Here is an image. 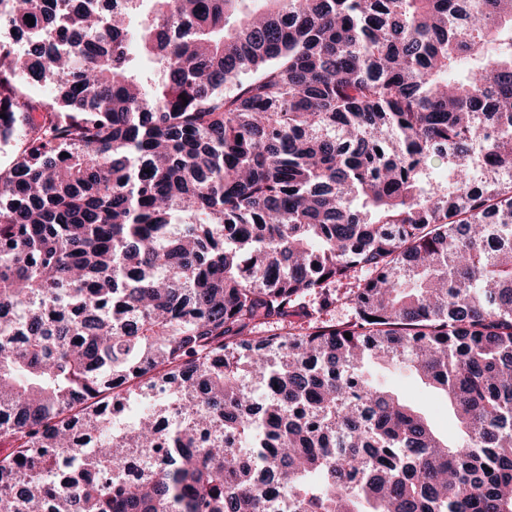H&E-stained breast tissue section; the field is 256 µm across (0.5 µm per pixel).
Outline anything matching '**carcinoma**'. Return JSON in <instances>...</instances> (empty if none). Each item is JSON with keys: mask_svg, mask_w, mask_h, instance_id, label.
<instances>
[{"mask_svg": "<svg viewBox=\"0 0 512 512\" xmlns=\"http://www.w3.org/2000/svg\"><path fill=\"white\" fill-rule=\"evenodd\" d=\"M245 2L0 0V512H512V0ZM336 288V294H338L339 300L336 302V306L332 307L327 315L324 313L322 317L332 320L336 322V324L351 321L354 319L355 311L352 304H350L346 298L348 295L347 287L346 285H343L337 286ZM372 375L375 381L423 409L433 423L443 432L454 433V423L448 404L441 396L425 387L418 376L399 367H374Z\"/></svg>", "mask_w": 512, "mask_h": 512, "instance_id": "1", "label": "carcinoma"}]
</instances>
